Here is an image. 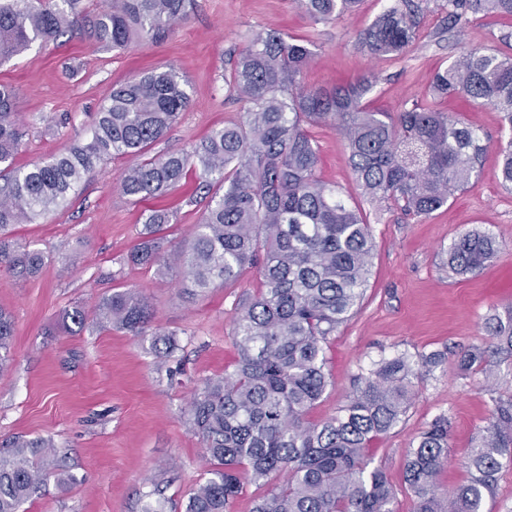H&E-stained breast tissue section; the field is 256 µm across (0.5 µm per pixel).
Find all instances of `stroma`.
<instances>
[{
  "mask_svg": "<svg viewBox=\"0 0 512 512\" xmlns=\"http://www.w3.org/2000/svg\"><path fill=\"white\" fill-rule=\"evenodd\" d=\"M443 0H423L420 37L396 59H375L355 46L386 0H362L359 8L317 22L295 0H194L187 19L159 42L133 39L115 52L87 39L61 37L33 44L0 63V85L16 95L24 131L13 165L27 169L68 151L85 139L113 85L160 66L189 81L190 104L152 149L161 155L190 148L213 129L236 120L242 105L224 84L230 58L251 33L274 30L311 39L314 59L301 74L309 87H330L375 73L366 98L371 108L397 112L404 102L431 100L434 73L469 48L512 53V16L471 17L449 24ZM480 130L486 151L479 175L429 218L416 221L393 210L376 213L360 194L343 138L327 126L308 132L318 143V176L362 210L375 251L361 305L326 346L332 382L308 414L319 422L334 415L361 373L397 352L446 353V360L418 381L412 403L397 426L374 441L372 466L382 469L396 492L397 512H412L405 484L409 448L437 417L449 424L448 464L438 477L450 491L470 479L467 457L491 418V396L512 395V353L490 348L487 317L512 299L487 292V283L512 265V191L499 182L498 145L507 139L498 112L472 101L444 99ZM128 158L99 164L64 206L37 221L12 226L18 247L46 257L34 276L21 279L0 265V308L15 321L12 361L0 374V440L45 438L55 445L44 460L47 479L19 512H142L153 493L164 512H185L191 489L208 477L202 443L188 422L196 385L223 375L238 351L231 319L240 296L259 286L256 271L194 295L181 277L133 264L144 214L168 208L173 224L165 235L176 249L199 223L203 204H190L198 182L190 177L158 199L136 201L119 189ZM479 228L500 244L496 258L478 275L450 277L444 250L460 233ZM143 296L152 327L177 332L178 348L164 358L150 339L100 321L102 300L115 291ZM82 309L85 327L65 332L62 316ZM487 345V372L458 370L453 355Z\"/></svg>",
  "mask_w": 512,
  "mask_h": 512,
  "instance_id": "stroma-1",
  "label": "stroma"
}]
</instances>
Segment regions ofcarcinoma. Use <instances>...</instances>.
Listing matches in <instances>:
<instances>
[{
	"mask_svg": "<svg viewBox=\"0 0 512 512\" xmlns=\"http://www.w3.org/2000/svg\"><path fill=\"white\" fill-rule=\"evenodd\" d=\"M324 22L353 11L359 0H295ZM448 20L510 15L512 0H446ZM190 0H109L83 13L76 0H0V62L67 32L124 50L133 36L158 41L187 18ZM421 6L390 0L356 35L374 58L402 55L416 40ZM309 39L255 32L224 73L229 92L245 103L236 121L214 129L187 150L146 157L190 104L189 82L172 68L152 69L112 89L96 112L89 136L69 153L27 170L12 159L24 132L15 119V94L0 85V263L18 275L44 264L38 251L16 252L2 239L14 224L61 207L99 163L119 155L135 162L121 175V192L135 200L159 198L188 174L209 197L192 240L173 254L165 226L173 214L150 209L143 239L130 252L137 265L164 274L178 268L186 288L205 290L260 276L256 293L236 305L232 336L238 358L231 371L195 389L189 419L214 466L190 493L186 512H230L246 484L262 493L254 512H395V492L384 472L370 467L367 448L406 414L421 370L442 355L402 353L382 358L358 377L355 393L335 415L314 423L309 411L330 385L324 345L360 305L371 275L374 242L361 210L317 176L319 146L307 125H329L346 141L352 175L377 210L415 218L448 204L478 175L485 150L480 131L442 111L461 96L492 106L512 129V54L472 48L436 71L432 103L400 112L374 111L366 96L376 77L330 89L304 87L300 74L313 51ZM500 181L512 189V137L500 143ZM489 232L461 233L445 251L448 274L474 276L497 254ZM107 322L145 335L150 306L129 291L100 306ZM488 335L512 351V307L486 321ZM14 322L0 310V372L11 361ZM485 363V348L460 351L462 372ZM489 425L468 457L470 481L452 493L437 482L448 463V419L439 417L407 451L405 480L413 512H483L504 462L512 463V398L492 399ZM0 454V512H18L39 489V460L54 444L17 437Z\"/></svg>",
	"mask_w": 512,
	"mask_h": 512,
	"instance_id": "1",
	"label": "carcinoma"
}]
</instances>
